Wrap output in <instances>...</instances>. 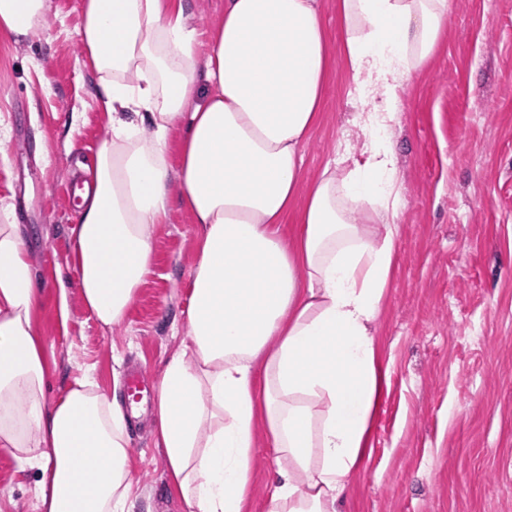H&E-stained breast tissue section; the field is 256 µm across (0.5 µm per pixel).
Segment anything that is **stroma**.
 I'll use <instances>...</instances> for the list:
<instances>
[{"label": "stroma", "instance_id": "stroma-1", "mask_svg": "<svg viewBox=\"0 0 512 512\" xmlns=\"http://www.w3.org/2000/svg\"><path fill=\"white\" fill-rule=\"evenodd\" d=\"M82 0H47L26 42L0 34V205L25 200L43 287L40 325L56 367V400L91 375L103 391L131 367L157 383L186 333L198 234L171 198L154 271L125 321L102 327L83 306L74 263L77 224L61 191L98 149L107 116L98 76L78 42ZM351 74L337 62L321 120L304 150L312 182L341 142L361 145ZM393 139L403 202L396 258L377 323L386 380L372 443L342 512H512V0H452L427 71L404 86ZM66 288L69 316L56 296ZM136 512H183L170 489L152 413L129 430ZM273 449L259 443L250 512H266ZM36 472L0 453V512H38Z\"/></svg>", "mask_w": 512, "mask_h": 512}]
</instances>
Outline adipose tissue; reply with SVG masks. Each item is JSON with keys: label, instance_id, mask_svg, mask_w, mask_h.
Segmentation results:
<instances>
[{"label": "adipose tissue", "instance_id": "1", "mask_svg": "<svg viewBox=\"0 0 512 512\" xmlns=\"http://www.w3.org/2000/svg\"><path fill=\"white\" fill-rule=\"evenodd\" d=\"M224 0L205 61L182 0H84L80 44L107 112L75 230L84 306L120 325L153 271L178 186L197 238L186 334L156 386L155 429L185 512H245L258 441L278 461L267 512H339L360 467L382 375L375 323L403 200L391 133L405 81L447 29L448 0ZM45 0H0L21 41ZM340 40L361 148L311 185ZM179 132V162L168 161ZM294 226L291 238L282 224ZM21 225L0 206V452L39 475L40 512H133L127 410L88 376L48 401L56 361Z\"/></svg>", "mask_w": 512, "mask_h": 512}]
</instances>
